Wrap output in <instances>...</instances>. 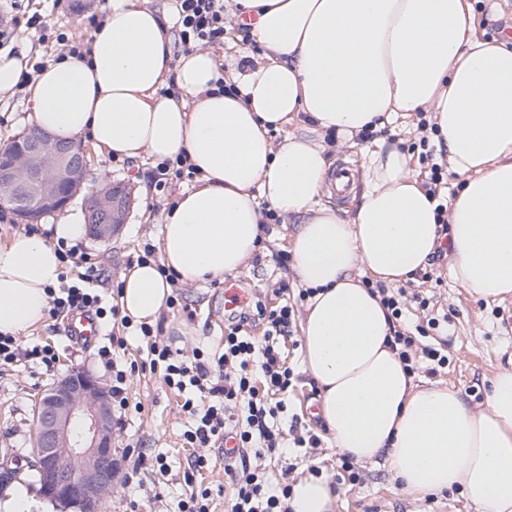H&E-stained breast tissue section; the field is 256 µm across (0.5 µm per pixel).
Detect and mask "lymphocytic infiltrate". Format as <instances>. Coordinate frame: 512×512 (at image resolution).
Listing matches in <instances>:
<instances>
[{
	"instance_id": "obj_1",
	"label": "lymphocytic infiltrate",
	"mask_w": 512,
	"mask_h": 512,
	"mask_svg": "<svg viewBox=\"0 0 512 512\" xmlns=\"http://www.w3.org/2000/svg\"><path fill=\"white\" fill-rule=\"evenodd\" d=\"M179 41L183 46L220 44L224 41V0H178ZM56 252L64 267H81L77 281L60 283L49 289L51 311L88 310L98 318L108 311L93 282L97 266L91 254L77 246L58 241ZM266 329L262 337L241 333L233 325L224 335V352L216 358L196 352L184 356L167 345L150 348V371L161 372L168 386L185 395L182 410L191 421L185 441L192 448H202L234 432L241 447L261 459L275 452L281 432L270 419L274 408L268 405L272 392L287 391L292 372L284 367L278 342L290 338L294 308L284 304L274 310L258 308ZM290 485L270 490L261 466L242 469L232 481L231 512H289L286 500Z\"/></svg>"
}]
</instances>
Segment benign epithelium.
<instances>
[{
	"instance_id": "7a95c632",
	"label": "benign epithelium",
	"mask_w": 512,
	"mask_h": 512,
	"mask_svg": "<svg viewBox=\"0 0 512 512\" xmlns=\"http://www.w3.org/2000/svg\"><path fill=\"white\" fill-rule=\"evenodd\" d=\"M88 171L82 143L30 127L14 150L0 151V204L36 222L79 195ZM130 203L125 183L107 182L85 197V214L101 220L87 225L88 236L111 238ZM113 424L112 394L90 373L73 370L49 385L34 413L32 456L42 493L74 512H100L122 466L112 448Z\"/></svg>"
}]
</instances>
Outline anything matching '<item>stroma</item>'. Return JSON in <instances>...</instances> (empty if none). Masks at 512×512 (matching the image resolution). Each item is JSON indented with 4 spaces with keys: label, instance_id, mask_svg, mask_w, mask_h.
<instances>
[{
    "label": "stroma",
    "instance_id": "1",
    "mask_svg": "<svg viewBox=\"0 0 512 512\" xmlns=\"http://www.w3.org/2000/svg\"><path fill=\"white\" fill-rule=\"evenodd\" d=\"M106 0H0V28L11 27L13 36L6 51L28 46L31 62L45 64L68 56L70 47L87 48L92 31L103 21ZM235 0H228L224 19L228 33L223 44L213 52L230 70L242 65L243 55L252 53L250 41L241 40L234 23ZM45 17L48 27L30 26L32 14ZM64 41H56V34ZM27 92L13 88L0 91V147L6 146L28 126ZM91 175L85 186L93 191L107 181H125L134 192V202L126 221L112 239L96 242L84 239L81 250L92 253L98 266L96 287L109 302L118 300L121 273L141 255L144 245H157L159 226L165 209L172 205L191 179L170 180L164 190L154 188L156 166L143 160L137 163L121 160L93 149ZM297 227L291 217L277 224L260 227L258 248L239 274L248 279L254 298L266 308L284 303L294 304L297 319H304L305 303L298 300V280L292 269L290 239ZM431 281L414 277L406 282L407 328L417 345H429L448 356L447 365L430 373L426 361H419L414 374L415 385L440 384L459 390L467 403L483 405L489 390V379L499 369L512 367V297L484 302L470 298L456 285L448 272L447 260L430 267ZM174 296L180 304L164 311L156 320L157 340L184 355L199 351L207 355L224 350V288L222 280L199 286L175 285ZM425 297L428 309H421L417 299ZM448 317L447 332L430 331L421 335L429 318ZM65 317L47 318L30 334L18 337L21 348L35 344L51 345L58 359L53 368L20 359L9 367H0V501H5L15 483H24L38 512H65L62 505L44 497L36 469L32 465L34 409L38 396L57 377L72 368H84L104 384H111L112 370L100 350L107 338L82 345L65 336ZM283 357L292 371L291 385L283 394L284 407L275 422L283 430L282 446L263 464L270 483L281 479L296 481L319 470L332 486L336 496V512H476L460 489L453 488L428 496L412 495L402 490L384 461L360 463L361 480L352 485L341 475L339 454L333 446L326 422L310 413L319 400L315 382L305 371L301 347L290 348ZM130 403L140 404L139 412L115 422L114 446L122 454V471L133 474L132 482L117 480L103 503L102 512H130L131 502H138L140 512H179V504L189 494L184 473L195 453L210 460L207 469L197 477L198 485L213 491L212 512H230V501L223 487L229 477L225 472L224 450L216 443L194 451L184 440L190 427L181 409L182 395L164 382L160 373L136 374L128 383ZM299 421L301 432L316 435L319 447L305 448L294 442L288 428ZM163 459L164 469H157L155 459Z\"/></svg>",
    "mask_w": 512,
    "mask_h": 512
}]
</instances>
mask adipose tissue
I'll return each mask as SVG.
<instances>
[{
	"label": "adipose tissue",
	"instance_id": "1",
	"mask_svg": "<svg viewBox=\"0 0 512 512\" xmlns=\"http://www.w3.org/2000/svg\"><path fill=\"white\" fill-rule=\"evenodd\" d=\"M263 48L248 72L219 74L213 53L178 56L176 10L108 0L84 58L48 64L28 84V119L56 139L88 138L114 157L183 158L196 183L167 208L160 263L121 277L120 308L154 323L173 283L239 270L258 246L260 201L298 218L290 249L313 289L301 325L303 363L337 451L384 459L410 494L460 488L477 512H512V369L489 382L476 409L454 389L414 385L390 346L391 320L357 279H411L439 245L436 203L398 145L364 153L365 189L341 218L319 204L328 189L324 145H353L412 113H431L458 189L448 205L453 281L469 296L512 295V48L480 38L470 0H239ZM227 90L218 92L216 79ZM175 81L178 95L161 90ZM237 94H230V87ZM304 118L273 145L269 132ZM87 227L70 219L0 244V333L42 324L63 272L58 240ZM291 512H335L320 476L299 479Z\"/></svg>",
	"mask_w": 512,
	"mask_h": 512
}]
</instances>
